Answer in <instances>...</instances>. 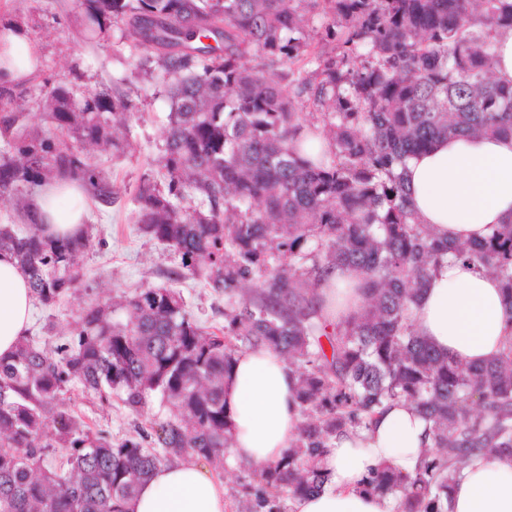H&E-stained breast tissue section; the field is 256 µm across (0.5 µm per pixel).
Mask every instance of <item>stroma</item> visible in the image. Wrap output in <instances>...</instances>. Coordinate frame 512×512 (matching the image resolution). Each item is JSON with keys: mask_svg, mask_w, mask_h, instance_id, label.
<instances>
[{"mask_svg": "<svg viewBox=\"0 0 512 512\" xmlns=\"http://www.w3.org/2000/svg\"><path fill=\"white\" fill-rule=\"evenodd\" d=\"M0 20L25 25L42 55L40 70L11 85L10 96L0 98V117L11 113L22 117L18 135L54 136L75 143L72 133L55 131L45 115V101L57 90L76 102L90 104L96 112L109 110L113 96L121 92H130L137 103V114L121 137L120 150L88 146L80 152L117 196L108 206L96 199L91 202L92 245L75 260L82 288L54 306H34L30 335L47 338L54 345L63 343L88 304H105L142 288L162 287L179 292L187 310L203 326L212 331L223 328V295L204 280L184 273L171 248L145 236L136 224L138 186L145 176L158 171L172 104L164 84L140 67V54L125 41L122 25L109 19L93 22L79 0H0ZM65 403L92 429L106 430L116 439L132 435L135 423L161 420L167 414L154 401L138 419L120 399L101 404L77 384L66 393ZM206 471L224 484L229 512H252L251 466L227 463L220 468L207 466Z\"/></svg>", "mask_w": 512, "mask_h": 512, "instance_id": "stroma-1", "label": "stroma"}]
</instances>
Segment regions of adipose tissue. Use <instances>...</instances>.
Segmentation results:
<instances>
[{"mask_svg":"<svg viewBox=\"0 0 512 512\" xmlns=\"http://www.w3.org/2000/svg\"><path fill=\"white\" fill-rule=\"evenodd\" d=\"M41 65L27 28L0 24V82H18ZM412 208L420 223L455 243L486 238L512 220V138L471 136L440 141L411 156L404 169ZM82 183L55 179L35 195L31 214L51 233L75 234L88 220ZM353 270L330 269L316 283L322 314L337 323L356 314L365 299ZM34 299L14 258L0 253V356L11 353L31 322ZM416 329L449 358L479 366L512 341L498 280L475 264L442 262L430 272L415 305ZM297 379L286 359L267 346L237 354L224 379L229 462L258 467L287 453L302 422ZM431 424L412 405L378 409L371 426L346 430L319 461L320 488L292 498L289 512H403L398 495L368 492L371 476L389 464L412 471L431 447ZM226 490L199 465L163 466L141 484L128 512H225ZM449 512H512V457L476 452L449 492Z\"/></svg>","mask_w":512,"mask_h":512,"instance_id":"1","label":"adipose tissue"}]
</instances>
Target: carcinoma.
I'll list each match as a JSON object with an SVG mask.
<instances>
[{
	"instance_id": "cac0c4a2",
	"label": "carcinoma",
	"mask_w": 512,
	"mask_h": 512,
	"mask_svg": "<svg viewBox=\"0 0 512 512\" xmlns=\"http://www.w3.org/2000/svg\"><path fill=\"white\" fill-rule=\"evenodd\" d=\"M87 2L95 17L123 23L145 72L166 82L174 109L164 181L143 178L137 224L224 294V331H207L173 289L145 288L85 308L69 343L22 337L0 357V512H124L161 466L220 465L224 377L239 347L259 345L303 366V421L283 460L260 469L254 512H278L277 498L319 487L315 459L336 434L369 428L379 408L400 401L432 422L434 450L411 472L378 471L372 489L403 493L405 512H448L461 459L477 449L512 457V341L466 368L417 333L412 307L431 268L451 258L497 276L512 319V222L477 243L441 240L418 223L402 168L442 138L512 137V83L494 76L512 0H322L331 48L298 77L293 66L311 47L306 0ZM275 63L288 66L282 79L297 82V94L267 81ZM133 108L118 95L110 112H77L55 92L48 118L105 149ZM8 146L0 187L39 188L49 168L112 203V187L74 146ZM91 244L86 231L0 224V250L42 306L78 288L75 258ZM331 267L357 269L366 295L363 312L333 327L310 289ZM75 383L136 415L157 397L169 416L114 440L65 407Z\"/></svg>"
}]
</instances>
